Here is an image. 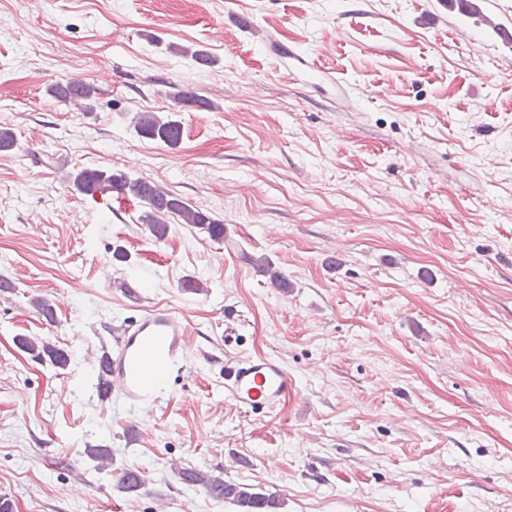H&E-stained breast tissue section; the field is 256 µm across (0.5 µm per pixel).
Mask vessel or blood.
Masks as SVG:
<instances>
[{
    "mask_svg": "<svg viewBox=\"0 0 512 512\" xmlns=\"http://www.w3.org/2000/svg\"><path fill=\"white\" fill-rule=\"evenodd\" d=\"M188 327L173 309L152 308L125 329L112 351L111 390L132 406L171 396L170 376L188 359ZM294 380L281 360L237 359L224 367V395L245 412L272 410L288 398Z\"/></svg>",
    "mask_w": 512,
    "mask_h": 512,
    "instance_id": "1",
    "label": "vessel or blood"
}]
</instances>
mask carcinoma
Wrapping results in <instances>:
<instances>
[{
    "mask_svg": "<svg viewBox=\"0 0 512 512\" xmlns=\"http://www.w3.org/2000/svg\"><path fill=\"white\" fill-rule=\"evenodd\" d=\"M49 94L58 102L73 106L82 112L94 110L97 88L80 79H67L53 84ZM176 104H192L209 108L211 104L189 89H179L173 93ZM137 134L159 140L169 146H176L182 139L181 122L169 117L162 118L154 112H139L134 125ZM104 186L122 192L133 199L141 208L137 222L145 225L156 241H163L169 232V220L178 219L183 224H191L205 232L214 241L224 240V224L212 218L201 208L187 199L163 189L157 183L144 178L133 177L121 170L82 168L73 178L76 191L93 195ZM19 348L32 359L47 361L57 368H65L70 360L68 352L55 344L44 341L37 343L28 336L16 339ZM87 457L102 470L112 465V449L102 445H89L85 448ZM178 479L188 486H200L215 500L230 503L238 512H278L281 503L274 495L251 491L247 484L227 482L218 476L207 475L200 470L183 468L177 473ZM145 483V476L125 469L119 478L118 487L132 493Z\"/></svg>",
    "mask_w": 512,
    "mask_h": 512,
    "instance_id": "obj_1",
    "label": "carcinoma"
}]
</instances>
